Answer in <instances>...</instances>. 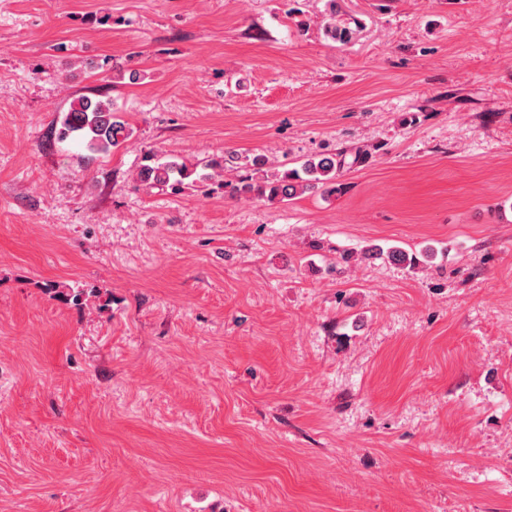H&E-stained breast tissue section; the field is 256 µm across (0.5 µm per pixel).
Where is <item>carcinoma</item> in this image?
<instances>
[{
  "label": "carcinoma",
  "mask_w": 512,
  "mask_h": 512,
  "mask_svg": "<svg viewBox=\"0 0 512 512\" xmlns=\"http://www.w3.org/2000/svg\"><path fill=\"white\" fill-rule=\"evenodd\" d=\"M323 31L327 39L342 45L349 43L356 33L350 22L337 16L336 0H329V14ZM129 136L128 123L112 101L90 96H80L70 102L58 130L59 138L82 142L92 156L120 147ZM366 157L368 154L359 150L351 153L340 149L322 154L316 161L307 160L298 169H287L272 175L264 173L265 160L255 157L250 164L252 173L232 186L231 192L236 196L269 202H287L306 190L318 191L329 198L341 191L336 179L364 162ZM212 178L213 175L200 174L197 167H190L184 162H161L152 152L143 155L136 174V182L142 187H166L178 193Z\"/></svg>",
  "instance_id": "1"
}]
</instances>
